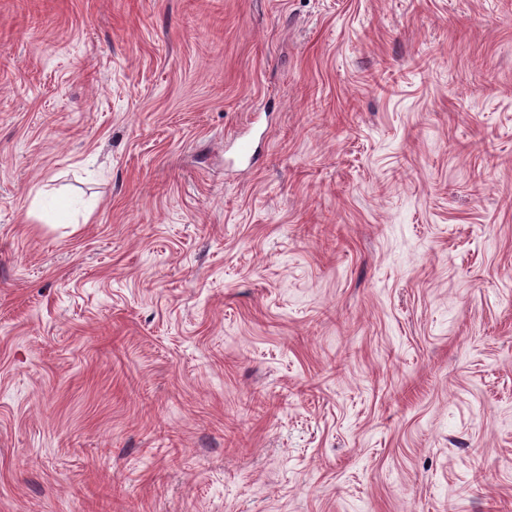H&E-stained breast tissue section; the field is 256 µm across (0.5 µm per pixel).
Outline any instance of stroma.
<instances>
[{"label": "stroma", "mask_w": 512, "mask_h": 512, "mask_svg": "<svg viewBox=\"0 0 512 512\" xmlns=\"http://www.w3.org/2000/svg\"><path fill=\"white\" fill-rule=\"evenodd\" d=\"M0 512H512V0H0Z\"/></svg>", "instance_id": "35a3bbf8"}]
</instances>
